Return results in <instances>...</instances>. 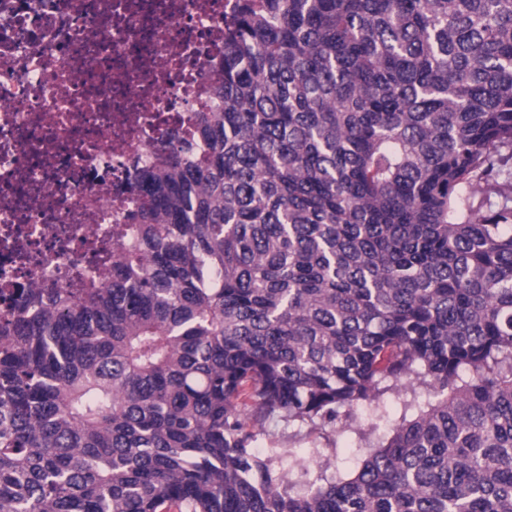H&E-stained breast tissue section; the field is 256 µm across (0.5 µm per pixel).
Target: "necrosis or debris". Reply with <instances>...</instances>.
<instances>
[{"mask_svg": "<svg viewBox=\"0 0 512 512\" xmlns=\"http://www.w3.org/2000/svg\"><path fill=\"white\" fill-rule=\"evenodd\" d=\"M237 0H0V313L97 280L136 168L218 102Z\"/></svg>", "mask_w": 512, "mask_h": 512, "instance_id": "4bbe7bcc", "label": "necrosis or debris"}]
</instances>
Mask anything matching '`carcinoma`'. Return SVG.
Wrapping results in <instances>:
<instances>
[{"instance_id":"carcinoma-1","label":"carcinoma","mask_w":512,"mask_h":512,"mask_svg":"<svg viewBox=\"0 0 512 512\" xmlns=\"http://www.w3.org/2000/svg\"><path fill=\"white\" fill-rule=\"evenodd\" d=\"M221 72L0 317V512H512V0H239ZM407 391L347 477L252 447Z\"/></svg>"}]
</instances>
